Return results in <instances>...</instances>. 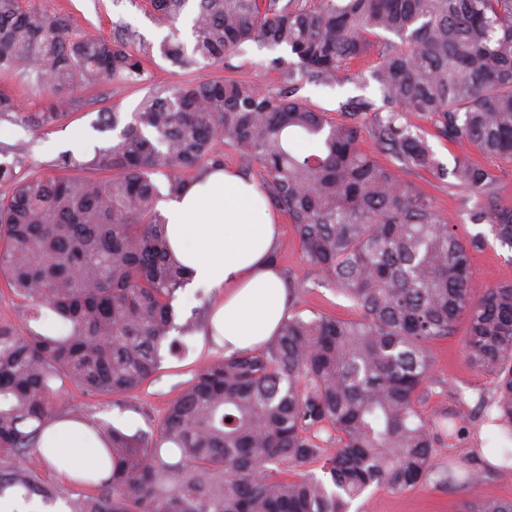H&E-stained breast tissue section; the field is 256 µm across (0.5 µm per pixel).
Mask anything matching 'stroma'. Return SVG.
Here are the masks:
<instances>
[{
    "label": "stroma",
    "instance_id": "stroma-1",
    "mask_svg": "<svg viewBox=\"0 0 512 512\" xmlns=\"http://www.w3.org/2000/svg\"><path fill=\"white\" fill-rule=\"evenodd\" d=\"M35 2L49 16L60 12L71 14L82 35L108 37L115 25H124L138 48L158 45L169 33L168 28L158 25L148 0ZM282 54V49L253 44L244 51L228 53L221 65L190 71L154 59L148 62V79L141 85L111 80L82 87L77 93L76 109L55 123L35 129L17 120L0 119V158L15 162V170L22 178L58 176L57 159L64 152L89 159L96 149L108 145L109 134L95 129L101 107L115 108L127 116L150 91L200 77L232 78L261 91L277 93L283 84L270 62ZM379 62V55L370 53L351 62L349 79L343 85L330 88L302 81L297 84L294 96L335 113L340 101L373 94L371 73ZM407 178L433 198L462 241L483 236V246L471 253L478 284H512V250L500 245L489 224L476 221L474 199L452 187L448 178L442 176L421 171L408 173ZM277 219L279 268L293 286L292 311L355 317L351 302L337 293L324 273L306 263L287 216L281 213ZM466 329V320H459L454 336L431 343V390L422 410L428 416L441 411L460 416L458 435L446 446L437 448L436 454L442 460L456 463L459 471H480V480L475 483L460 480L447 486L432 478L405 491L373 487L355 502L356 512H457L462 501L476 496L512 500V459L505 456L506 450L512 448V437L484 421L479 398L490 395L494 382L490 376L478 373L467 358L462 347ZM223 353V346L200 327L182 337L176 356L167 358L156 380L138 393L91 398L73 388L67 401L73 408L88 412L91 418L130 433H148L153 420L163 414L168 402L192 379L194 372Z\"/></svg>",
    "mask_w": 512,
    "mask_h": 512
}]
</instances>
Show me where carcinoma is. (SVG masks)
Returning <instances> with one entry per match:
<instances>
[{
  "label": "carcinoma",
  "instance_id": "obj_1",
  "mask_svg": "<svg viewBox=\"0 0 512 512\" xmlns=\"http://www.w3.org/2000/svg\"><path fill=\"white\" fill-rule=\"evenodd\" d=\"M171 30L161 59L185 70L224 61L258 43L283 48L271 66L332 87L383 31L379 100L360 96L332 120L289 93L266 94L234 79L161 89L125 117L104 109L97 125L119 130L84 161L63 154L57 178H20L0 161V280L50 335L0 323V498L11 491L52 502L59 487L24 465L45 429L85 420L64 404L66 385L121 397L154 380L189 278L174 257L154 175L170 198L190 179L224 166L227 140L261 163L269 202L294 224L305 261L358 315L286 318L262 345L198 370L156 421V433L92 422L105 445L106 478L74 482L96 495L71 512H350L375 485L399 491L432 475L456 479L436 456L441 418L424 414L433 367L428 344L467 321V358L494 387L488 422L512 437V284H475L471 251L433 199L398 171L451 176L477 199L478 220L512 249V204L477 157L512 162V0H150ZM187 22L192 40L179 38ZM75 19L0 0V74L35 77L46 106L25 115L44 127L74 110L86 84L146 81L150 52L112 37L78 36ZM21 115L0 92V118ZM419 120L461 148L448 169ZM369 134L397 163L364 152ZM112 173L106 179L86 168ZM460 512H512V501L473 498Z\"/></svg>",
  "mask_w": 512,
  "mask_h": 512
}]
</instances>
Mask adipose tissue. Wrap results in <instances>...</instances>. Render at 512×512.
I'll list each match as a JSON object with an SVG mask.
<instances>
[{
  "instance_id": "obj_1",
  "label": "adipose tissue",
  "mask_w": 512,
  "mask_h": 512,
  "mask_svg": "<svg viewBox=\"0 0 512 512\" xmlns=\"http://www.w3.org/2000/svg\"><path fill=\"white\" fill-rule=\"evenodd\" d=\"M163 214L176 258L193 281L224 292L208 331L225 352L252 349L288 312V287L271 254L278 226L259 185L230 169L204 173ZM99 441L82 424L49 427L41 451L62 477L94 463Z\"/></svg>"
}]
</instances>
